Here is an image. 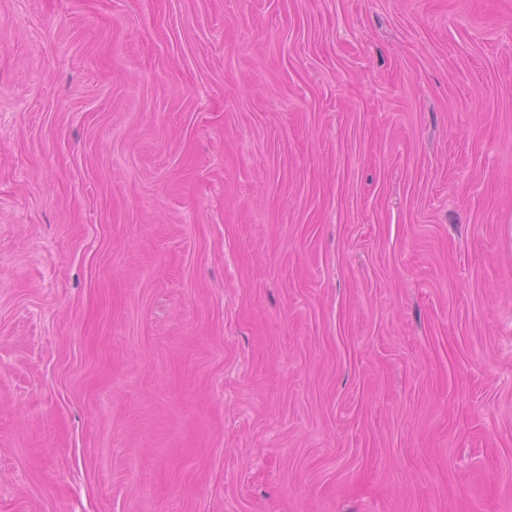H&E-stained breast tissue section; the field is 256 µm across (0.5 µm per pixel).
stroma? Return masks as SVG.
<instances>
[{
    "label": "stroma",
    "instance_id": "1",
    "mask_svg": "<svg viewBox=\"0 0 512 512\" xmlns=\"http://www.w3.org/2000/svg\"><path fill=\"white\" fill-rule=\"evenodd\" d=\"M0 512H512V0H0Z\"/></svg>",
    "mask_w": 512,
    "mask_h": 512
}]
</instances>
